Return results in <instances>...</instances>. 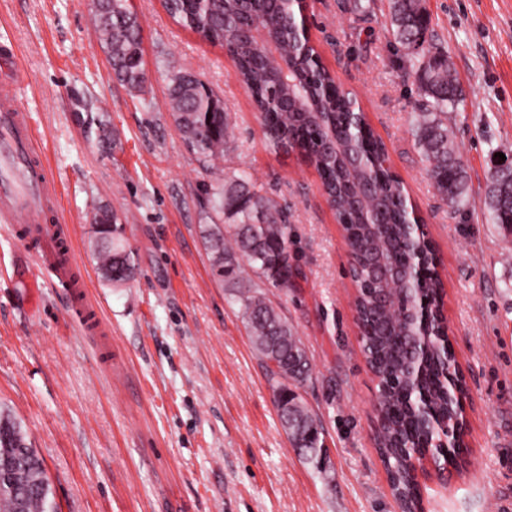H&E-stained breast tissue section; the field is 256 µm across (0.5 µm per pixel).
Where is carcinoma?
<instances>
[{
  "instance_id": "cac0c4a2",
  "label": "carcinoma",
  "mask_w": 512,
  "mask_h": 512,
  "mask_svg": "<svg viewBox=\"0 0 512 512\" xmlns=\"http://www.w3.org/2000/svg\"><path fill=\"white\" fill-rule=\"evenodd\" d=\"M244 7L242 0H180L173 16L233 54L270 149L297 146L328 191L357 265L355 307L362 353L379 381V449L395 491L414 509L419 489L409 460L429 447L439 465L453 463L455 449L436 447V424L450 411L455 419L462 418V408L448 404V394L463 393L458 382H448L452 350L441 343L422 350L412 318L414 308L434 309L442 301L431 243L410 232L414 218L404 186L384 167L386 147L366 123L357 100L326 66L315 70L312 58H320L315 46L304 56L294 50L295 23L289 22V13L295 7L286 0H256L254 10L265 30L261 41L240 36ZM93 8L111 75L131 89L141 88L142 27L130 0H93ZM429 23L425 0H390L387 26L413 61L411 73L422 97L412 123L415 145L428 164L437 195L457 209L468 201V183L445 115L456 110L462 98L447 53L427 44ZM168 91L185 145L205 159L223 156L230 131L224 102L188 71L173 74ZM204 191L226 220L201 225L212 274L240 306L258 357L274 364L266 373L282 428L294 447L314 458L320 452L317 417L288 388L308 380V353L263 290L241 277L245 262L261 282L288 288L295 272L286 215L244 171L213 181ZM485 206L491 223L512 224V166L490 174ZM93 224L103 278L130 280L135 262L117 215L101 206ZM0 481L11 486L0 494V512H48L50 489L43 462L20 424L5 412H0Z\"/></svg>"
}]
</instances>
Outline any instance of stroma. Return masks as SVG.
Listing matches in <instances>:
<instances>
[{
  "mask_svg": "<svg viewBox=\"0 0 512 512\" xmlns=\"http://www.w3.org/2000/svg\"><path fill=\"white\" fill-rule=\"evenodd\" d=\"M145 81L110 74L92 0H0V47L23 70L29 112L73 228L76 257L112 330V359L66 318V295L42 282L20 227L0 223V407L44 460L55 512H396L376 446L378 381L355 320L349 248L314 166L270 151L232 58L171 17L132 0ZM309 0L324 64L353 92L427 226L444 313L467 387L466 458L420 475L422 512H512V232L484 205L498 155L512 156V0H427L428 39L444 48L464 102L448 129L470 203L435 194L411 134L419 102L385 21L388 0ZM190 70L223 100L231 133L208 162L177 131L169 79ZM101 106L109 143L84 132L73 97ZM249 173L288 213L297 278L267 287L303 342L299 393L324 452L310 460L283 430L237 304L211 273L201 227L216 222L203 190L214 171ZM108 205L137 272L116 286L99 270L92 217Z\"/></svg>",
  "mask_w": 512,
  "mask_h": 512,
  "instance_id": "obj_1",
  "label": "stroma"
}]
</instances>
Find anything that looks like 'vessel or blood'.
I'll list each match as a JSON object with an SVG mask.
<instances>
[{
  "mask_svg": "<svg viewBox=\"0 0 512 512\" xmlns=\"http://www.w3.org/2000/svg\"><path fill=\"white\" fill-rule=\"evenodd\" d=\"M58 189L38 150L36 131L13 94L0 82V222L22 224L38 273L70 297L83 333L107 331L88 296L87 276L75 255L69 225L57 221Z\"/></svg>",
  "mask_w": 512,
  "mask_h": 512,
  "instance_id": "1",
  "label": "vessel or blood"
}]
</instances>
